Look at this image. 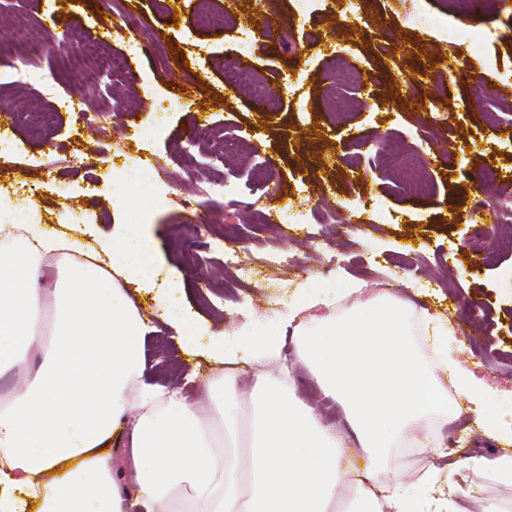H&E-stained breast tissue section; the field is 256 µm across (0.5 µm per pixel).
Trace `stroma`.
I'll return each mask as SVG.
<instances>
[{
  "label": "stroma",
  "mask_w": 512,
  "mask_h": 512,
  "mask_svg": "<svg viewBox=\"0 0 512 512\" xmlns=\"http://www.w3.org/2000/svg\"><path fill=\"white\" fill-rule=\"evenodd\" d=\"M349 6L360 18L355 30L340 21ZM227 7L234 18L207 26L197 0H0V67L16 46L41 41L37 66L55 76L58 93L80 98L92 119L74 131L69 114L38 86L0 81V105L23 115L10 133L20 150L0 172V195L21 202L14 184L50 167L51 182L31 203L41 223L72 224L89 241L107 237L128 219L112 205L122 165L161 156L168 203L147 219L145 233L162 274L183 275L179 306L195 322L229 335L286 315L304 294L358 281L366 294L391 291L414 310L448 319L457 330L449 354L491 387L502 407L512 406V223L470 215L487 167L512 172V111L488 112L480 100L481 76L512 74V12L492 16L482 0H467L468 24L488 23L497 32L476 51L421 23L424 15L444 16L456 27L448 0H319L306 16L296 0H210L213 12ZM269 16L278 22L272 40L262 27ZM246 37L254 44L249 69L277 99V112H254L225 81ZM64 44L70 53L61 52ZM334 53L360 61L374 85L332 88L325 68ZM407 77L418 79L417 94L401 92ZM421 93L436 100L434 116L421 110ZM151 116L161 133L145 144L133 133ZM196 120L203 129L193 166L183 158L182 138ZM227 138L243 143L223 158L242 195L223 208L213 205L204 171L216 161L214 144ZM384 140L413 157L428 194L403 190L402 173L379 148ZM271 194L290 215H310L325 248L278 215L255 231L256 212ZM191 200L208 206L209 223L228 245L246 239L251 280L215 271L209 288H200L194 265L175 247L195 221ZM278 250L294 254L292 267L265 265V254ZM328 265L332 277H320ZM155 295L152 288L130 294L145 322V379L200 395L218 365L190 353L182 333L156 314ZM288 365L302 397L326 421L343 425L341 407L323 396L308 368L293 358ZM459 407L442 451L423 446L414 461L393 449L391 469L415 482L432 468L444 488L469 487L471 497L457 501L460 512H512V484L479 464L512 453V435H485L467 402Z\"/></svg>",
  "instance_id": "1"
}]
</instances>
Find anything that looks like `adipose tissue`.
<instances>
[{
	"label": "adipose tissue",
	"mask_w": 512,
	"mask_h": 512,
	"mask_svg": "<svg viewBox=\"0 0 512 512\" xmlns=\"http://www.w3.org/2000/svg\"><path fill=\"white\" fill-rule=\"evenodd\" d=\"M102 247L109 265L81 262L88 249L70 230L34 213L17 223L0 198V372L24 373L0 398V512H127L131 497L141 512H448L435 473L405 481L388 466L392 448L428 417L455 416L452 390L497 432L503 410L450 360L448 321L390 292L340 312L335 295L313 296L237 342L210 336L228 369L199 398L143 383L144 325L127 286L151 281L150 245L126 224ZM289 331L346 428L298 397L279 362ZM248 360L279 367L258 373L245 401L232 367ZM124 423L132 496L107 450ZM350 434L368 460L361 473L343 453Z\"/></svg>",
	"instance_id": "ef3b65f1"
}]
</instances>
